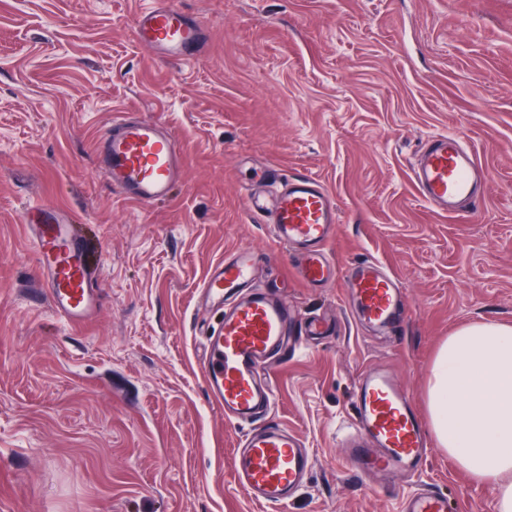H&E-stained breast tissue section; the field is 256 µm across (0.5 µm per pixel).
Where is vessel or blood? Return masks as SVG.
Wrapping results in <instances>:
<instances>
[{"label": "vessel or blood", "instance_id": "b4317fda", "mask_svg": "<svg viewBox=\"0 0 512 512\" xmlns=\"http://www.w3.org/2000/svg\"><path fill=\"white\" fill-rule=\"evenodd\" d=\"M137 40L160 57L184 61L205 44L206 30L193 16L151 0L135 18ZM99 166L113 190L126 200L150 206L171 198L183 173V155L169 131L157 122L127 114L114 119L97 149ZM414 185L435 211L455 215L481 209L484 168L475 152L453 133L430 136L412 168ZM280 187L271 196L248 194L251 216L268 219L275 241L298 252V273L310 287L344 281L359 314L375 329L393 327L406 298L397 278L377 262L365 260L339 269L325 252L339 222L334 196L307 175L271 170ZM27 230L52 311L65 323H83L102 304L101 280L74 233L69 213L40 202L25 209ZM254 253L247 248L211 266L201 299L223 320L205 338L202 373L211 402L226 420L253 423L235 456L239 487L252 499L282 506L291 500L311 468L301 439L287 427L264 421L271 404L261 372L270 354L280 350L289 327L300 336L327 335L326 319L302 318L277 291L256 290ZM356 417L345 441L348 460L359 471H414L428 453V440L412 399L392 375L365 371L353 393ZM445 495L420 488L400 500L399 512H448Z\"/></svg>", "mask_w": 512, "mask_h": 512}]
</instances>
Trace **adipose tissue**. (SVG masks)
Returning <instances> with one entry per match:
<instances>
[{
	"label": "adipose tissue",
	"mask_w": 512,
	"mask_h": 512,
	"mask_svg": "<svg viewBox=\"0 0 512 512\" xmlns=\"http://www.w3.org/2000/svg\"><path fill=\"white\" fill-rule=\"evenodd\" d=\"M430 430L474 480L495 481L512 512V325L475 321L439 348L427 386Z\"/></svg>",
	"instance_id": "obj_1"
}]
</instances>
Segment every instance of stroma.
I'll return each instance as SVG.
<instances>
[{"instance_id": "35a3bbf8", "label": "stroma", "mask_w": 512, "mask_h": 512, "mask_svg": "<svg viewBox=\"0 0 512 512\" xmlns=\"http://www.w3.org/2000/svg\"><path fill=\"white\" fill-rule=\"evenodd\" d=\"M142 2L0 0V512H397L420 485L452 512H495L493 486L438 443L415 472L372 480L343 436L364 370L390 372L423 414L448 336L512 324V0H172L208 32L187 62L137 41ZM122 112L175 136L172 200L143 208L104 179L96 143ZM442 132L485 167L480 211L448 217L414 189L411 164ZM269 166L334 194L329 257L395 274L402 325L372 330L343 286L301 281L298 255L246 209ZM44 201L102 261V306L79 327L37 285L24 208ZM239 248L259 256L256 287L335 325L269 371L268 419L312 459L280 509L239 487L252 426L225 422L200 370L219 316L199 288Z\"/></svg>"}]
</instances>
